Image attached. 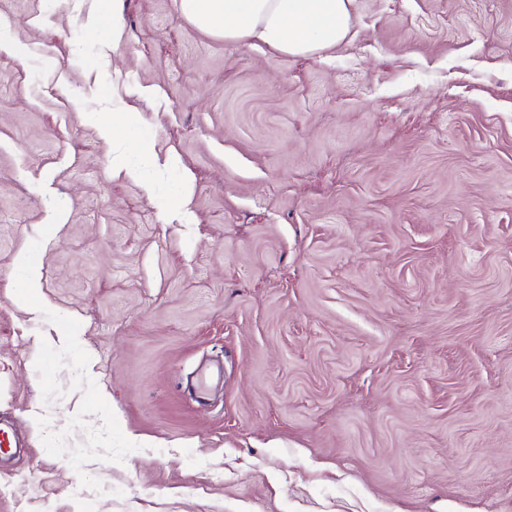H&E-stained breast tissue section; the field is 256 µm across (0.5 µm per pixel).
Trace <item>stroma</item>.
<instances>
[{"mask_svg":"<svg viewBox=\"0 0 512 512\" xmlns=\"http://www.w3.org/2000/svg\"><path fill=\"white\" fill-rule=\"evenodd\" d=\"M0 427V512H512V0H0ZM352 1L181 0V11L225 41L307 56L335 47L347 37ZM18 267L23 272L28 294L21 299L22 303L28 302L29 297L36 294L37 288H39V272L40 263L29 255L20 256L18 259Z\"/></svg>","mask_w":512,"mask_h":512,"instance_id":"stroma-1","label":"stroma"}]
</instances>
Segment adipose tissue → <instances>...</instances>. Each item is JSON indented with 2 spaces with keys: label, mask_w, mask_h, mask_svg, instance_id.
Segmentation results:
<instances>
[{
  "label": "adipose tissue",
  "mask_w": 512,
  "mask_h": 512,
  "mask_svg": "<svg viewBox=\"0 0 512 512\" xmlns=\"http://www.w3.org/2000/svg\"><path fill=\"white\" fill-rule=\"evenodd\" d=\"M352 0H181L183 15L231 42L307 56L350 30Z\"/></svg>",
  "instance_id": "obj_1"
}]
</instances>
